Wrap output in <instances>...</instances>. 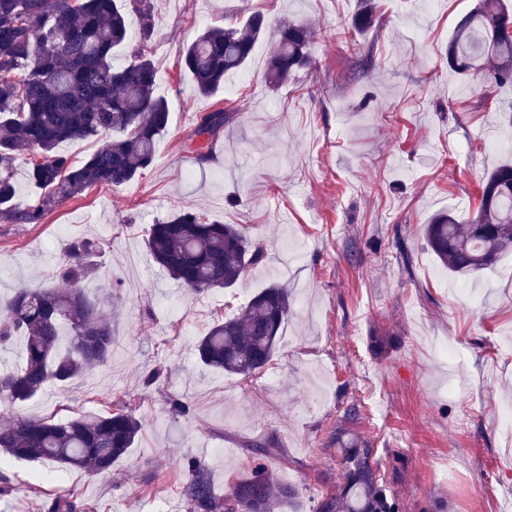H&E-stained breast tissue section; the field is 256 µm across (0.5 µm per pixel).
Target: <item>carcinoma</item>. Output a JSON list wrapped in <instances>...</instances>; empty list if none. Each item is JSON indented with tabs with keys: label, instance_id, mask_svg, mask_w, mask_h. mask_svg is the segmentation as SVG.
<instances>
[{
	"label": "carcinoma",
	"instance_id": "carcinoma-1",
	"mask_svg": "<svg viewBox=\"0 0 512 512\" xmlns=\"http://www.w3.org/2000/svg\"><path fill=\"white\" fill-rule=\"evenodd\" d=\"M142 44L122 67L112 50L127 37L130 18ZM376 21V5L361 0L353 17L357 30ZM267 30L263 15L251 13L234 27L209 28L184 50L183 68L197 92L211 97L226 75L242 70ZM154 34L152 0H0V221L40 224L52 208L94 186L131 182L153 162L157 138L169 121L166 100L156 92V68L146 47ZM314 29L287 21L273 34L266 78L278 85L311 66ZM460 74L483 72L492 82L512 84V13L503 0H480L456 25L446 51ZM229 119L219 108L197 116V148L207 157ZM93 139L96 150L75 164L57 152L66 141ZM22 151L36 154L30 177L46 190L38 200L16 201L14 162ZM512 226V163L486 178L476 215L460 220L439 212L424 225V238L441 265L469 275L512 253L498 230ZM147 249L170 278L199 295L232 287L260 266L266 252L237 224L211 221L188 206L151 225ZM100 246L86 239L70 243L59 263L65 288H21L0 310V350L23 340L20 364L0 369V404L33 399L50 384L64 385L106 364L112 354V325L82 282L95 274ZM288 287L273 284L252 297L232 318L216 320L195 341L200 364L248 379L268 367L282 325L291 312ZM140 421L123 408L66 420L0 415V454L5 460L105 473L134 447ZM336 434L341 480L318 502L317 512H402L398 495L380 474L377 449L365 437ZM255 453L257 465L239 480L224 503L212 496L204 465L191 461L182 484L188 512H297V489L281 482ZM47 512H96L72 496L50 498Z\"/></svg>",
	"mask_w": 512,
	"mask_h": 512
}]
</instances>
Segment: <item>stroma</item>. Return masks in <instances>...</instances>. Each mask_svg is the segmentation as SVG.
<instances>
[{
	"instance_id": "35a3bbf8",
	"label": "stroma",
	"mask_w": 512,
	"mask_h": 512,
	"mask_svg": "<svg viewBox=\"0 0 512 512\" xmlns=\"http://www.w3.org/2000/svg\"><path fill=\"white\" fill-rule=\"evenodd\" d=\"M152 3L149 52L170 116L150 168L67 200L43 223L0 222L1 297L61 286L66 248L88 239L102 254L83 287L115 328L107 364L13 414L63 420L123 404L141 434L107 473L11 463L0 512H44L68 493L97 512H187L189 460L205 466L220 503L256 448L298 489L299 512H313L336 484V429L352 405L403 512H501L512 492V255L457 276L423 236L435 212L472 216L487 173L512 160V149L487 146L512 132V85L458 74L446 59L474 0H377L380 22L363 31L351 26L356 0ZM255 11L272 30L309 22L314 69L270 87L264 40L229 75L232 89L199 96L184 49ZM224 106L210 158L195 160L197 113ZM188 206L240 225L265 262L230 288H182L145 242L155 219ZM275 283L293 310L266 371L243 380L204 368L197 336ZM173 396L192 416L170 413Z\"/></svg>"
}]
</instances>
